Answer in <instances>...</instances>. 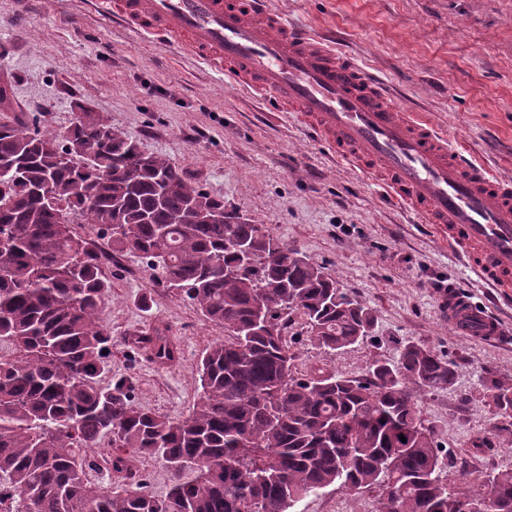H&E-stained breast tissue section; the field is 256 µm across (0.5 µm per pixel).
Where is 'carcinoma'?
Returning a JSON list of instances; mask_svg holds the SVG:
<instances>
[{"mask_svg": "<svg viewBox=\"0 0 512 512\" xmlns=\"http://www.w3.org/2000/svg\"><path fill=\"white\" fill-rule=\"evenodd\" d=\"M59 188L58 203L42 197ZM98 228L74 231L70 217ZM256 249L238 270L235 245ZM131 253L161 283L224 326L197 367L199 399L170 418L134 403V379L103 384L112 331L104 320L112 253ZM271 330L253 331L257 311ZM338 353L366 340L371 309L268 227L226 211L168 159L140 150L102 115L81 109L61 137L0 125V487L3 512H293L333 485L379 489V512H448L487 500L512 512V470L484 491L448 489L415 388L444 390L453 361L407 342L394 363L362 376L313 366L297 374L288 328ZM132 343L168 367L181 348L154 325ZM485 396L512 418V385L486 377ZM406 442H401V438ZM88 448H109L110 487L94 490ZM161 460L166 495L135 486L134 461Z\"/></svg>", "mask_w": 512, "mask_h": 512, "instance_id": "carcinoma-1", "label": "carcinoma"}]
</instances>
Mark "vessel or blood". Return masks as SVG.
Segmentation results:
<instances>
[{"label": "vessel or blood", "mask_w": 512, "mask_h": 512, "mask_svg": "<svg viewBox=\"0 0 512 512\" xmlns=\"http://www.w3.org/2000/svg\"><path fill=\"white\" fill-rule=\"evenodd\" d=\"M104 22L175 45L283 108L333 157L378 178L393 197L442 225L449 243L487 288L512 295V178L491 172L415 114L354 58L273 12L267 0H92ZM440 305L457 333L505 330L483 304L449 286Z\"/></svg>", "instance_id": "vessel-or-blood-1"}]
</instances>
